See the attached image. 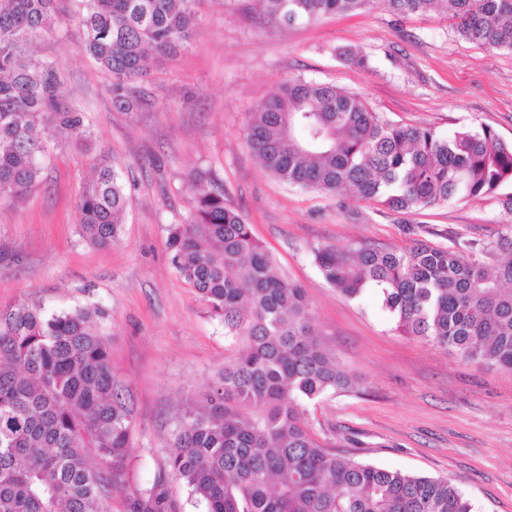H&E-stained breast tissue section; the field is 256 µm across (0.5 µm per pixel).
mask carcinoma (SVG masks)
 <instances>
[{
    "mask_svg": "<svg viewBox=\"0 0 512 512\" xmlns=\"http://www.w3.org/2000/svg\"><path fill=\"white\" fill-rule=\"evenodd\" d=\"M79 48L112 75L129 111L131 87L151 56L192 39L198 0H81ZM369 0H257L283 27L347 14ZM396 15L443 11L459 37L512 50V0H384ZM58 0H0V204L40 183L49 139L90 137L62 73L31 63V40L55 30ZM246 142L277 178L336 195L351 191L394 212L492 195L512 183V144L490 127L445 138L391 124L356 94L289 80L250 114ZM130 197L103 164L82 191L80 236L96 247L119 237ZM423 237L409 249L357 241L314 250L325 281L357 299L377 291L409 336L461 359L512 370V226L493 264L476 241ZM173 266L224 320L227 356L217 378L179 420L171 473L206 512H472L449 480L381 469L319 442L307 406L350 390L320 342L305 289L278 274L224 194L194 199L168 228ZM468 250L469 258L462 256ZM102 312L50 313L0 305V512H106L130 464L134 418L112 374ZM133 512H178L158 480L135 492Z\"/></svg>",
    "mask_w": 512,
    "mask_h": 512,
    "instance_id": "obj_1",
    "label": "carcinoma"
}]
</instances>
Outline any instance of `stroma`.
<instances>
[{
    "mask_svg": "<svg viewBox=\"0 0 512 512\" xmlns=\"http://www.w3.org/2000/svg\"><path fill=\"white\" fill-rule=\"evenodd\" d=\"M78 4L60 0L34 61L52 60L91 123L86 144H50L44 180L0 206V303L47 311L99 308L112 372L133 409L131 466L109 512H131L136 489L164 480L180 512H204L167 468L180 416L224 366V322L173 267L168 228L186 223L209 172L251 224L280 273L301 284L321 343L353 379L350 392L309 405L316 439L357 461L445 478L473 512H512V370L477 365L400 332L378 295L350 299L323 279L313 251L366 241L406 249L417 227L451 229L494 249L512 224L496 194L407 214L287 185L245 143L250 112L289 80L361 94L383 119L444 137L488 126L512 143V51L458 38L441 15L398 17L383 0L351 15L281 28L255 0H200L196 34L176 55L152 58L133 82L131 112L112 100V77L78 43ZM361 52L368 68L345 63ZM116 165L130 196L112 247L78 232V200L100 163Z\"/></svg>",
    "mask_w": 512,
    "mask_h": 512,
    "instance_id": "35a3bbf8",
    "label": "stroma"
}]
</instances>
